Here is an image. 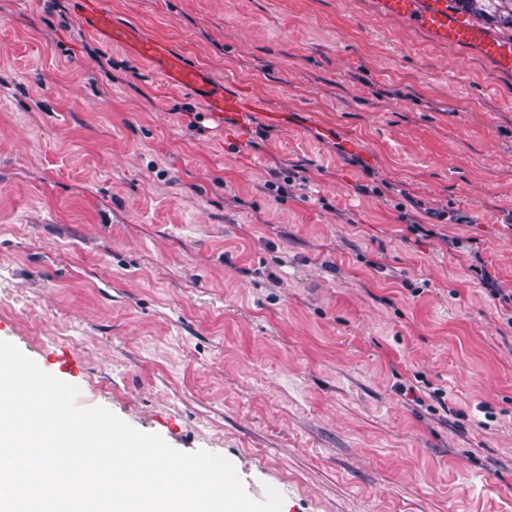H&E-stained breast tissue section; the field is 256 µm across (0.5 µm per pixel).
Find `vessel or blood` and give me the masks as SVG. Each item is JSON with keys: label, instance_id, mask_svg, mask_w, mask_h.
<instances>
[{"label": "vessel or blood", "instance_id": "b4317fda", "mask_svg": "<svg viewBox=\"0 0 512 512\" xmlns=\"http://www.w3.org/2000/svg\"><path fill=\"white\" fill-rule=\"evenodd\" d=\"M82 26L105 35L112 46L133 50L140 58L159 68L168 86L202 90L206 84L201 70L187 65L168 43L144 37L139 31L115 26L98 6V0H79ZM376 14L387 20H404L441 46L467 44L477 47L496 69L512 74V42L497 38L468 22L448 8V0H373ZM213 112H246L250 102L230 94L208 96Z\"/></svg>", "mask_w": 512, "mask_h": 512}]
</instances>
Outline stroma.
Returning a JSON list of instances; mask_svg holds the SVG:
<instances>
[{"instance_id":"obj_1","label":"stroma","mask_w":512,"mask_h":512,"mask_svg":"<svg viewBox=\"0 0 512 512\" xmlns=\"http://www.w3.org/2000/svg\"><path fill=\"white\" fill-rule=\"evenodd\" d=\"M99 6L255 108L0 0V340L281 512H512V75L372 0ZM207 104L211 107L212 112L224 115L223 112H248L253 108V104L241 100L228 93L213 94L205 98Z\"/></svg>"}]
</instances>
